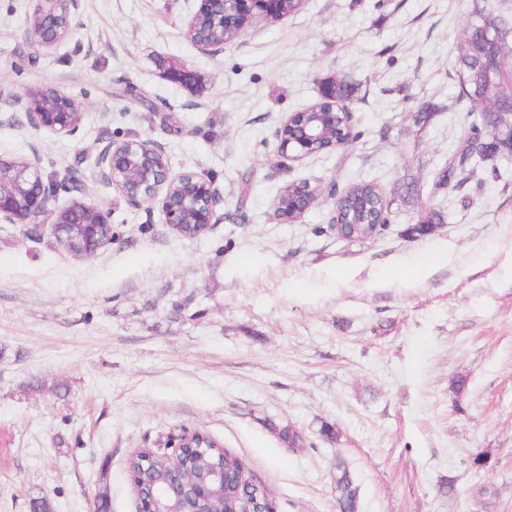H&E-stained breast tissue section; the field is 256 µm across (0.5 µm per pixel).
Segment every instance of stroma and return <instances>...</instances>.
<instances>
[{"mask_svg":"<svg viewBox=\"0 0 512 512\" xmlns=\"http://www.w3.org/2000/svg\"><path fill=\"white\" fill-rule=\"evenodd\" d=\"M193 4L80 0L74 36L43 49L30 0H0V157L39 153L59 204L100 205L114 233L82 259L0 224V512H94L104 488L109 512H138L129 455L184 428L241 457L276 512H339L340 461L359 512H512V161L433 188L468 123V0H303L210 54L185 35ZM176 60L190 82L169 80ZM336 77L357 87V139L277 157L284 117ZM47 88L84 103L77 136L28 126L25 94ZM134 136L213 181L212 231L178 238L98 180V149ZM303 179L375 182L393 221L339 239L328 198L276 221ZM429 209L442 224L409 234Z\"/></svg>","mask_w":512,"mask_h":512,"instance_id":"1","label":"stroma"}]
</instances>
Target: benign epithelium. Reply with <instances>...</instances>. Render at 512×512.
<instances>
[{
	"label": "benign epithelium",
	"mask_w": 512,
	"mask_h": 512,
	"mask_svg": "<svg viewBox=\"0 0 512 512\" xmlns=\"http://www.w3.org/2000/svg\"><path fill=\"white\" fill-rule=\"evenodd\" d=\"M35 23L29 34L41 48L56 47L73 35L72 9L78 0H32ZM283 0H195V8L186 22V37L202 53L224 47V40L201 33L229 28L242 33L257 17L280 20L287 17L281 9ZM307 122L304 113L287 115L276 132V155L292 161L310 157L306 149L313 141L326 137L336 129L344 114L352 112L336 99ZM26 119L35 130H45L62 137L77 135L84 113L76 109L73 97L57 90L33 97L26 95ZM499 136L512 143V113L495 112ZM95 167L99 180L119 190L131 204H147L158 208L163 223L182 239H195L211 231L216 224L219 194L213 181L193 170L171 171L161 145L150 137L108 141L97 153ZM293 196H278L273 203V215L280 222H293L295 214L303 215L311 206L310 194L323 196L318 185L308 180L297 181ZM58 188L44 178L42 159L35 153L22 160L0 158V223L23 224L27 233L37 235L50 229L56 244L77 258H90L112 244V224L108 214L92 203L72 200L56 207ZM197 432L184 431L174 447L202 462L207 447L195 440ZM139 504L138 512H224L225 494L232 502H242L245 508L230 512H271L268 501L250 498L252 481L240 471L229 470L222 463H208L194 476L175 466L159 470L153 466L141 469L131 478Z\"/></svg>",
	"instance_id": "benign-epithelium-1"
}]
</instances>
